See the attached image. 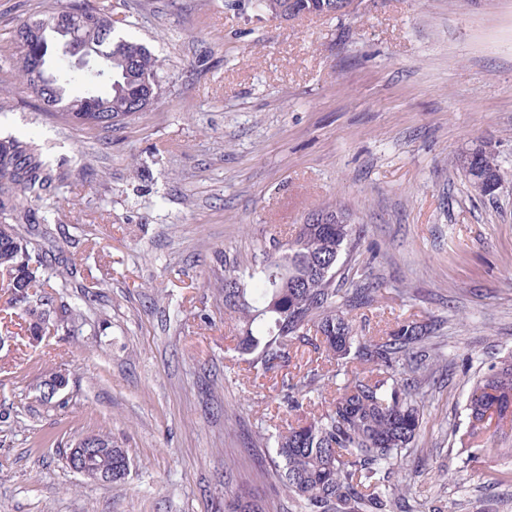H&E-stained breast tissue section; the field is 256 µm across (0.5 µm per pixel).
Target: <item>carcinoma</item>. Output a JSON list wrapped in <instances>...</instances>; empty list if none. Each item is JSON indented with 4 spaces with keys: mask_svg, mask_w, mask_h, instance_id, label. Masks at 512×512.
Masks as SVG:
<instances>
[{
    "mask_svg": "<svg viewBox=\"0 0 512 512\" xmlns=\"http://www.w3.org/2000/svg\"><path fill=\"white\" fill-rule=\"evenodd\" d=\"M275 17L288 9L337 15L336 0H254ZM95 39L96 68L81 74L48 62L52 81L37 99L62 120L89 131L109 130L148 111L161 96L160 65L150 50L116 31L112 13L89 7L87 0H51L47 13L24 20L16 30L10 79L28 86V76L45 46L61 43L56 31ZM83 79L80 95L69 93ZM65 184L54 178L42 153L30 142L0 137V274L8 280L9 304L43 317V296L33 284L51 268L48 245L54 241L57 204ZM352 224L336 223V211L310 214L283 247H261L258 264L224 269L217 292L238 326L235 350L256 378L277 374L311 346L336 369L306 362L299 379L282 381L281 402L300 411L307 396L336 386L333 402L318 413L297 418L274 433H258L271 449L275 476L291 503L289 512H428L423 503H406L403 484L423 423L419 397L425 384L418 354L433 348L437 321H401L383 336H360L350 313L368 307L379 286L337 287L344 255L358 248ZM75 266L58 284L56 326L67 329L85 318L90 292L68 293ZM499 402L496 430L475 424L488 405ZM468 426L459 437L457 456L480 455L491 463L512 460V448L495 444L496 431L512 425V352L490 373L470 384ZM224 512H266L259 496L244 483L224 495Z\"/></svg>",
    "mask_w": 512,
    "mask_h": 512,
    "instance_id": "1",
    "label": "carcinoma"
}]
</instances>
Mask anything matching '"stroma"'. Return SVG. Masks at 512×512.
<instances>
[{
	"mask_svg": "<svg viewBox=\"0 0 512 512\" xmlns=\"http://www.w3.org/2000/svg\"><path fill=\"white\" fill-rule=\"evenodd\" d=\"M91 2L157 57L162 95L87 131L0 90V136L65 178L54 252L96 292L70 335L49 323L34 343L0 276V512H222L229 469L287 512L256 437L290 418L281 378L238 368L216 285L320 209L361 230L346 280L382 285L353 313L360 334L440 323L407 498L512 512L511 481L450 452L471 378L512 350V0H357L290 20L236 0ZM46 7L0 0V70ZM477 147L501 168L491 197L455 166ZM54 374L69 382L47 400ZM102 430L128 454L123 481L66 462L74 436Z\"/></svg>",
	"mask_w": 512,
	"mask_h": 512,
	"instance_id": "35a3bbf8",
	"label": "stroma"
}]
</instances>
